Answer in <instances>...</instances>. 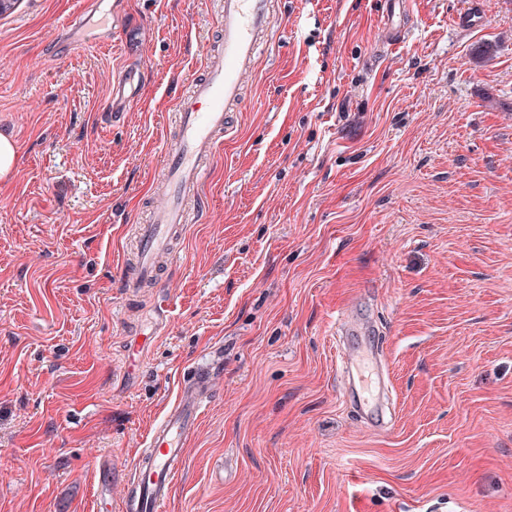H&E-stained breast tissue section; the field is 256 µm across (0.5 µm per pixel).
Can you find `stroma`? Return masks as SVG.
<instances>
[{
	"label": "stroma",
	"instance_id": "obj_1",
	"mask_svg": "<svg viewBox=\"0 0 512 512\" xmlns=\"http://www.w3.org/2000/svg\"><path fill=\"white\" fill-rule=\"evenodd\" d=\"M18 0L0 17V512H112L190 364L215 366L165 512H512V0H271L176 269L125 259L220 0ZM112 32L110 44L88 38ZM139 71L129 111L112 84ZM369 295L394 424L342 405L336 314ZM155 344L127 350L160 300ZM17 145L11 134L0 132V184H9L16 167Z\"/></svg>",
	"mask_w": 512,
	"mask_h": 512
}]
</instances>
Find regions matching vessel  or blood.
Here are the masks:
<instances>
[{
    "instance_id": "obj_1",
    "label": "vessel or blood",
    "mask_w": 512,
    "mask_h": 512,
    "mask_svg": "<svg viewBox=\"0 0 512 512\" xmlns=\"http://www.w3.org/2000/svg\"><path fill=\"white\" fill-rule=\"evenodd\" d=\"M267 24L268 0H224L221 38L179 96L175 129L167 135L162 162L151 174L162 192L151 202L148 222L138 227V259L126 287L156 281L160 255L177 264L180 254L174 240L199 216L194 203L210 175L216 146L233 130L231 113L244 100L245 78L258 66L259 41ZM336 334L342 402L366 430L387 432L392 422L391 383L375 317L362 305L346 307L336 317ZM210 380L209 369L201 366L191 367L180 380L174 403L152 424L147 451L125 485L123 512H164L200 424Z\"/></svg>"
}]
</instances>
